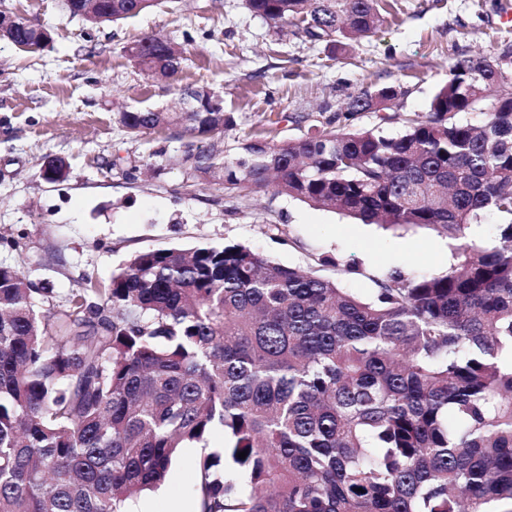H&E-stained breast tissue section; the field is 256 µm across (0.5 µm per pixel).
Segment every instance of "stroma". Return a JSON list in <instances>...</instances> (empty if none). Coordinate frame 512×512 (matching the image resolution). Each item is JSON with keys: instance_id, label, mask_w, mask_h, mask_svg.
I'll list each match as a JSON object with an SVG mask.
<instances>
[{"instance_id": "stroma-1", "label": "stroma", "mask_w": 512, "mask_h": 512, "mask_svg": "<svg viewBox=\"0 0 512 512\" xmlns=\"http://www.w3.org/2000/svg\"><path fill=\"white\" fill-rule=\"evenodd\" d=\"M48 27L51 42L27 52L0 40V266L49 288L51 307L67 305L82 278L108 281L137 252L239 243L322 275L363 299L393 268L438 274L454 243L425 227L385 228L317 208L268 187L240 198L193 176L181 159L180 131L132 135L118 122L126 108L172 110L183 87L224 99L235 125L226 145L256 133L294 139L334 119L361 92L395 84L388 123L362 112L356 129L401 131L425 115L453 63L512 44L503 20L512 0H386L375 35L336 57L309 41L300 23L272 28L245 0H181L122 23L90 27L65 0H0ZM154 34L186 56L176 80L147 76L130 44ZM70 163L61 183L39 175L45 156ZM333 265L319 267L321 256ZM198 448L183 449L164 486L132 512H198L187 478Z\"/></svg>"}]
</instances>
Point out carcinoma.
Listing matches in <instances>:
<instances>
[{"label":"carcinoma","instance_id":"obj_1","mask_svg":"<svg viewBox=\"0 0 512 512\" xmlns=\"http://www.w3.org/2000/svg\"><path fill=\"white\" fill-rule=\"evenodd\" d=\"M381 0H246L345 52L384 23ZM173 0H116L97 26ZM161 79L182 52L129 48ZM512 44L454 64L428 113L396 134L311 126L228 153L230 115L205 87L194 112L118 113L131 134L201 142L191 173L247 196L269 186L367 224L429 227L461 244L438 275L389 271L365 301L239 244L144 250L62 310L0 267V512H128L180 450L224 430L189 467L199 512H512ZM364 91L346 117L370 112ZM494 104V111L483 108ZM48 158L42 177L65 180ZM495 212L488 242L466 230ZM247 451L244 459L238 453Z\"/></svg>","mask_w":512,"mask_h":512}]
</instances>
